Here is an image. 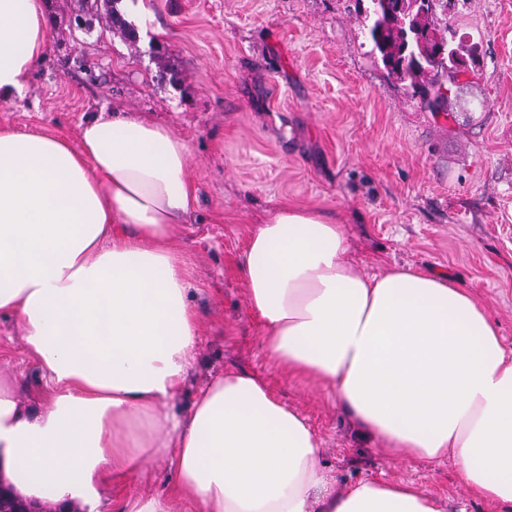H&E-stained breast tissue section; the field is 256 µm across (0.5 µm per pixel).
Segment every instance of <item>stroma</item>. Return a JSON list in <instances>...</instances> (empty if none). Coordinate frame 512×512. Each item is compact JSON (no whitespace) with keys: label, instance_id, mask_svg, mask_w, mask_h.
Returning a JSON list of instances; mask_svg holds the SVG:
<instances>
[{"label":"stroma","instance_id":"stroma-1","mask_svg":"<svg viewBox=\"0 0 512 512\" xmlns=\"http://www.w3.org/2000/svg\"><path fill=\"white\" fill-rule=\"evenodd\" d=\"M77 2L47 8L46 56L24 96L0 104V126L75 147L81 122L117 109L187 143L198 205L174 246L190 262L188 301L201 332L171 409L187 413L215 377L245 370L305 416L337 486L410 480L449 496L455 512H506L469 490L455 459L387 455L320 386L280 372L237 267L251 226L271 207H314L345 225L358 270L450 276L487 307L512 351V0H434L435 26L480 48L449 117L424 108L374 60L356 0H136L134 48L107 32L58 44ZM155 45L173 80H156ZM0 375L40 405L39 368L2 314ZM174 474L171 456L145 462L106 490L101 512L167 492Z\"/></svg>","mask_w":512,"mask_h":512}]
</instances>
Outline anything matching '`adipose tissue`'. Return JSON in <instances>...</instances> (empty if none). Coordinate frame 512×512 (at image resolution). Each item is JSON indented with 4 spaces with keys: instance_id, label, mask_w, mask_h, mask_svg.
Segmentation results:
<instances>
[{
    "instance_id": "adipose-tissue-1",
    "label": "adipose tissue",
    "mask_w": 512,
    "mask_h": 512,
    "mask_svg": "<svg viewBox=\"0 0 512 512\" xmlns=\"http://www.w3.org/2000/svg\"><path fill=\"white\" fill-rule=\"evenodd\" d=\"M48 40L44 0H0V103L23 96ZM72 148L0 127V314L14 316L48 401L0 379V475L27 500L82 503L173 453L172 496L119 512H448L410 481L338 490L322 444L262 378L228 371L186 415L169 403L191 368L199 316L172 241L193 212L189 150L167 127L114 111ZM269 360L334 392L381 448L455 456L472 490L512 504V354L452 278L360 273L346 228L287 203L253 225L239 264Z\"/></svg>"
}]
</instances>
